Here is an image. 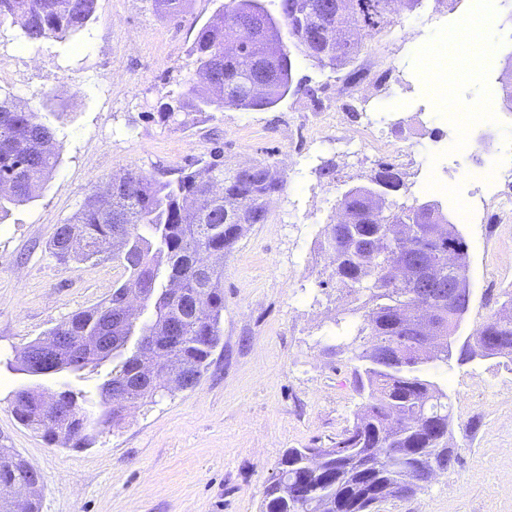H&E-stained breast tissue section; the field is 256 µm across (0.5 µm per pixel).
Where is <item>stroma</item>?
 Wrapping results in <instances>:
<instances>
[{
  "mask_svg": "<svg viewBox=\"0 0 512 512\" xmlns=\"http://www.w3.org/2000/svg\"><path fill=\"white\" fill-rule=\"evenodd\" d=\"M216 0H187L178 18L153 0H98L95 20L80 35L26 43L19 24H0V94L17 105L57 114L59 166L32 201L0 222V446L43 476L40 512H261L264 490L289 448H329L352 427L361 399L353 363L335 319L357 322L353 296L330 282L321 246L335 222L342 185L366 183L375 164L396 163L406 205L435 201L465 236L475 298V329L512 287L498 264L512 249V229L496 210L461 221L455 196L482 195L468 181L467 155L457 151L461 106L479 104L476 134H488L498 177L512 181V109L499 78L512 53V9L503 0H424L400 13L391 29L369 39L349 70L319 71L296 59V76L322 84L319 102L291 95L276 107L192 114L163 123L162 103L190 78L189 49ZM480 19L481 61L470 70L448 58L455 75L434 95L422 62L460 40ZM376 119V138L350 145L348 128ZM308 127L317 138L288 186L271 197L266 223L250 227L224 259L221 342L198 385L131 407L98 430L88 447L48 444L20 424L10 402L37 385L60 391L62 375L38 379L12 369L23 347L76 310L104 299L123 268L110 261L59 264L48 242L86 197L105 192L127 167L171 173L224 147V164H283L294 150L285 130ZM334 160L337 180L318 167ZM452 447L460 466L436 471L409 499H386L378 512H512V431L502 429L512 371L497 360L453 367Z\"/></svg>",
  "mask_w": 512,
  "mask_h": 512,
  "instance_id": "obj_1",
  "label": "stroma"
}]
</instances>
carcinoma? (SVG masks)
<instances>
[{"instance_id":"cac0c4a2","label":"carcinoma","mask_w":512,"mask_h":512,"mask_svg":"<svg viewBox=\"0 0 512 512\" xmlns=\"http://www.w3.org/2000/svg\"><path fill=\"white\" fill-rule=\"evenodd\" d=\"M98 0H0V24L20 25L31 44L52 36L82 32L96 19ZM399 6L393 0H279L278 16L253 0H228L199 29L191 49L195 74L185 90L161 105L164 122L186 113L227 107L250 111L277 106L289 94L317 96L307 76L294 80L300 56L318 69L341 70L365 49V40L394 24ZM264 80L263 99L246 96L248 84ZM58 128L40 112L25 110L0 97V218L9 206L35 198L59 164L55 151ZM112 193L95 195L65 224L56 227L49 252L56 261L104 259L118 263L128 277L112 286L99 305L74 312L48 335L69 336L84 354L74 371L96 369L112 361L103 385L132 388L127 406L100 400L99 422L118 423L126 407L146 405L175 390L195 387L221 340L224 315V264L206 262L232 252L247 227L264 224L268 201L285 190V173L273 162L224 167V151L216 147L206 161L163 180L131 168L112 175ZM404 186L402 173L380 162L365 185L345 189L337 203L343 224H327L324 248L334 264L336 287L364 300L352 349L353 375L362 399L353 426L332 448H289L277 477L264 491L263 512H368L377 497L409 498L422 489L437 468L461 463L426 420L450 399L438 381L454 357L424 348L406 335L405 327L420 310L419 298L400 285L402 257L373 256L377 240L403 235L407 254L437 249L469 251L466 238L441 235L430 239L425 229L448 220L436 202L408 206L393 198ZM128 296L143 302L149 315L114 321ZM500 309L470 334L472 343L455 357L474 362L471 346L489 348L486 358L512 364V291L503 292ZM177 331L173 344L161 343L148 353L140 337L161 339ZM112 337V354L87 350L85 339ZM61 416L45 408L37 388L17 393L11 412L48 443L89 445L95 426L83 404L92 396L82 388L56 393ZM33 478L30 466L13 448H0V483L24 485Z\"/></svg>"}]
</instances>
